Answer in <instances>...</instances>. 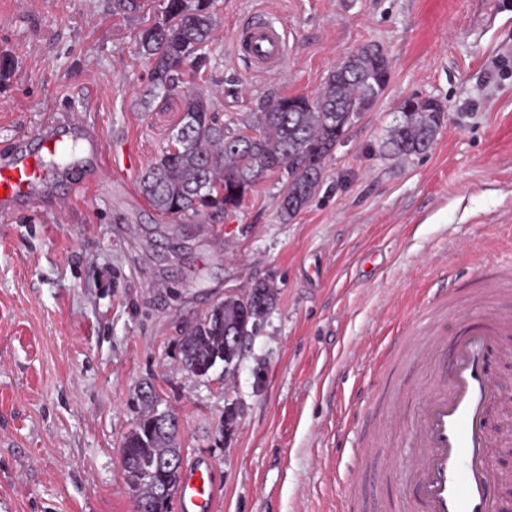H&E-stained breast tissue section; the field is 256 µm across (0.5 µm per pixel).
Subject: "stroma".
Returning a JSON list of instances; mask_svg holds the SVG:
<instances>
[{"label": "stroma", "instance_id": "35a3bbf8", "mask_svg": "<svg viewBox=\"0 0 512 512\" xmlns=\"http://www.w3.org/2000/svg\"><path fill=\"white\" fill-rule=\"evenodd\" d=\"M139 11L116 0H0V156L55 117L102 135L112 181L80 154L36 206L0 217V512H135L120 454L133 402L153 387L180 424L182 470L208 467L214 512H408V424L386 427L423 385L390 337L453 335L479 270H512V0H217L210 66L195 78L221 120L314 96L365 44L390 79L326 158L293 219L265 174L243 203L162 217L139 182L183 100L142 99ZM277 14L288 58L249 71L234 50L255 11ZM446 107L429 152H392L408 98ZM86 182V191L73 186ZM260 281L277 296L232 368L197 377L177 343L218 302ZM449 288L446 311L433 310Z\"/></svg>", "mask_w": 512, "mask_h": 512}]
</instances>
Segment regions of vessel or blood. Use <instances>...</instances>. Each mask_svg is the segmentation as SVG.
Segmentation results:
<instances>
[{"label":"vessel or blood","instance_id":"1","mask_svg":"<svg viewBox=\"0 0 512 512\" xmlns=\"http://www.w3.org/2000/svg\"><path fill=\"white\" fill-rule=\"evenodd\" d=\"M235 51L252 71L275 73L288 56V35L276 18L259 12ZM81 151L101 155L105 143L76 118L61 115L38 129L33 145L14 146L0 161V213L13 214L46 184L49 159ZM511 353L512 304L490 311L477 300L458 314L452 337L431 336L419 347L418 358L438 374L411 416L413 451L402 496L417 512H499L501 476L489 453L495 438L488 414L505 402L498 367ZM214 500L209 470L182 476L180 512H213Z\"/></svg>","mask_w":512,"mask_h":512}]
</instances>
